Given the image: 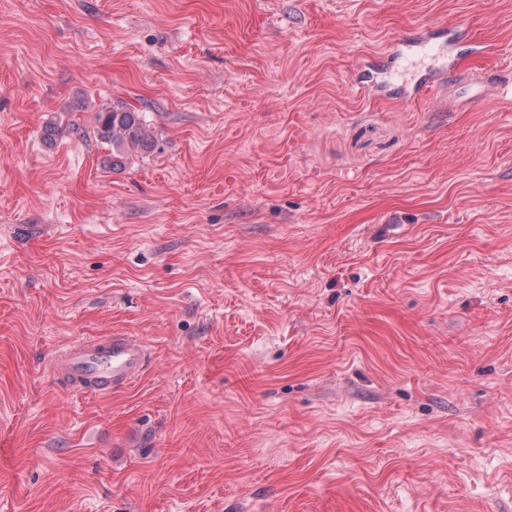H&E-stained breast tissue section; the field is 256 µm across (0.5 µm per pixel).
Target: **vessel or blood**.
<instances>
[{
	"label": "vessel or blood",
	"mask_w": 512,
	"mask_h": 512,
	"mask_svg": "<svg viewBox=\"0 0 512 512\" xmlns=\"http://www.w3.org/2000/svg\"><path fill=\"white\" fill-rule=\"evenodd\" d=\"M479 45L465 22H455L449 30L424 29L397 39L384 55L385 67L365 59L359 64L355 82L361 90L386 96L391 90L387 76L407 56L439 52L442 59L454 60L461 52L476 51ZM446 84L444 72L421 68L402 86L404 97L416 100L441 90ZM150 355L144 341L135 336H106L71 344L50 362L55 376L66 378L77 393L109 391L132 384L145 370Z\"/></svg>",
	"instance_id": "obj_1"
}]
</instances>
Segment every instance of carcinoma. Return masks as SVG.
Wrapping results in <instances>:
<instances>
[{
  "label": "carcinoma",
  "mask_w": 512,
  "mask_h": 512,
  "mask_svg": "<svg viewBox=\"0 0 512 512\" xmlns=\"http://www.w3.org/2000/svg\"><path fill=\"white\" fill-rule=\"evenodd\" d=\"M96 135L101 143L112 146L108 165L120 170L134 152L152 151L156 138L146 113L127 103H118L96 113Z\"/></svg>",
  "instance_id": "carcinoma-1"
}]
</instances>
